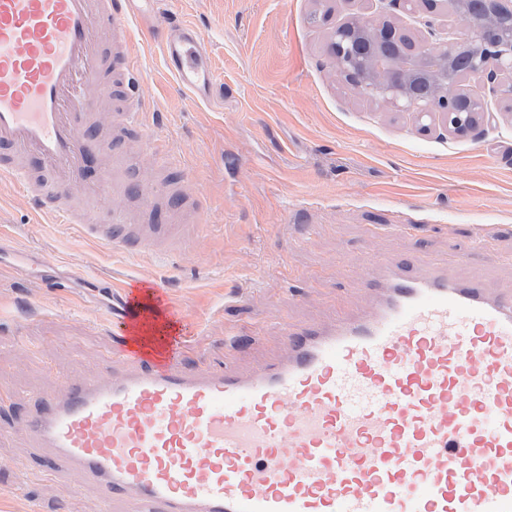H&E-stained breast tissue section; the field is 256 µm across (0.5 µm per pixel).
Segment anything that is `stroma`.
<instances>
[{
	"label": "stroma",
	"mask_w": 512,
	"mask_h": 512,
	"mask_svg": "<svg viewBox=\"0 0 512 512\" xmlns=\"http://www.w3.org/2000/svg\"><path fill=\"white\" fill-rule=\"evenodd\" d=\"M208 44L216 81L206 99L184 91L156 39L132 24L131 55L144 78L148 121L121 129V87L92 89L95 119L134 159L140 194L123 199L134 223L166 224L185 190L202 226L180 254L129 255L38 222L0 180V512H99L74 474L44 478L29 453L23 393L108 373L113 288L131 283L134 306L176 308L196 347L185 364L251 366L279 346L272 324L312 322L365 295L357 277L372 257L448 253L450 274L512 286V115L487 85L471 89L492 111L479 136L443 134L360 96L337 76L328 42L360 0H169ZM165 150L157 172L155 146Z\"/></svg>",
	"instance_id": "35a3bbf8"
}]
</instances>
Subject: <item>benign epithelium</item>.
<instances>
[{
  "instance_id": "benign-epithelium-1",
  "label": "benign epithelium",
  "mask_w": 512,
  "mask_h": 512,
  "mask_svg": "<svg viewBox=\"0 0 512 512\" xmlns=\"http://www.w3.org/2000/svg\"><path fill=\"white\" fill-rule=\"evenodd\" d=\"M419 17L418 34L384 14V2ZM370 12L349 17L336 27L329 54L336 72L363 97L394 108L436 115L444 131L480 135L488 115L484 99L461 84L456 71L466 53V74L491 86L512 112V0H484L478 14L469 0H456L455 28H443L446 0H368Z\"/></svg>"
}]
</instances>
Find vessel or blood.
Masks as SVG:
<instances>
[{"label": "vessel or blood", "mask_w": 512, "mask_h": 512, "mask_svg": "<svg viewBox=\"0 0 512 512\" xmlns=\"http://www.w3.org/2000/svg\"><path fill=\"white\" fill-rule=\"evenodd\" d=\"M140 0H0V179L37 199L38 216L81 223L128 254L182 251L185 225L78 219L63 200L89 144L84 92L112 83L103 27L140 19ZM180 85L206 95V43L171 22L162 42ZM146 117L127 70L118 122ZM32 156L52 175L17 166ZM113 155L87 199L129 190ZM364 306L283 324L282 352L253 368L183 366L192 344L150 337L131 306L107 323L119 373L32 393L25 418L44 474L81 473L101 512H512V289L452 278L444 258H373Z\"/></svg>", "instance_id": "obj_1"}]
</instances>
